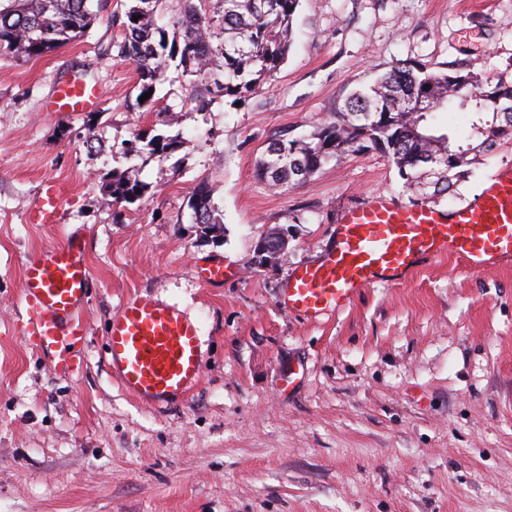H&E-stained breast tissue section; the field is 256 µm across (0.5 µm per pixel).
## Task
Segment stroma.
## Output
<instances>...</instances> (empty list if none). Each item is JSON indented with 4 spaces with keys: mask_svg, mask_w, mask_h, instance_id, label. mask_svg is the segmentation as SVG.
<instances>
[{
    "mask_svg": "<svg viewBox=\"0 0 512 512\" xmlns=\"http://www.w3.org/2000/svg\"><path fill=\"white\" fill-rule=\"evenodd\" d=\"M128 7L109 0L54 52L0 51V512H512V265L472 272L436 257L317 320L282 303L348 210L376 196L457 209L512 165V141L445 195L406 185L374 150L287 189L256 173L272 135L311 134L394 67L512 81V0H300L273 80L206 112L190 104L205 84L175 68L153 107L136 106V66L118 54ZM76 74L101 85L97 110L47 109ZM150 129L185 145L127 155ZM132 170L149 189L118 224L104 184ZM46 180L62 191L60 221L27 223ZM204 180L214 241L191 222ZM278 231L287 248L259 264L257 243ZM71 233L90 261L87 335L61 371L20 334L19 297L25 263ZM216 261L223 281L204 284ZM132 296L202 328L198 385L160 407L109 363L110 323Z\"/></svg>",
    "mask_w": 512,
    "mask_h": 512,
    "instance_id": "obj_1",
    "label": "stroma"
}]
</instances>
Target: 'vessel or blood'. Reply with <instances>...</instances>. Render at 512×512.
<instances>
[{"instance_id": "b4317fda", "label": "vessel or blood", "mask_w": 512, "mask_h": 512, "mask_svg": "<svg viewBox=\"0 0 512 512\" xmlns=\"http://www.w3.org/2000/svg\"><path fill=\"white\" fill-rule=\"evenodd\" d=\"M99 85L71 81L55 90V111L78 115L100 103ZM62 194L44 182L28 214L32 224L59 221ZM448 255L466 269L512 263V169L496 173L470 205L451 215L430 205L407 207L384 197L347 211L336 245L322 260L295 269L283 302L288 311L319 319L348 306L359 289L393 283L426 257ZM90 269L84 241L30 259L20 305L28 341L54 353L69 369L82 349L81 307ZM108 353L123 387L158 406L186 395L201 379L200 329L174 306L142 298L126 301L110 327Z\"/></svg>"}]
</instances>
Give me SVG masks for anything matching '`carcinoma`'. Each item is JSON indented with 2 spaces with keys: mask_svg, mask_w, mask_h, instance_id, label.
Returning <instances> with one entry per match:
<instances>
[{
  "mask_svg": "<svg viewBox=\"0 0 512 512\" xmlns=\"http://www.w3.org/2000/svg\"><path fill=\"white\" fill-rule=\"evenodd\" d=\"M90 0H0V48L22 57L42 56L84 35L96 17ZM221 22L189 5L176 21L178 38L169 39L156 24L162 0H133L121 21L124 39L118 54L135 63L140 94L157 90L171 62L207 81L211 91L239 102L257 84L279 70L291 44L293 15L299 0H218ZM138 20H133V17ZM427 111H414L418 99ZM457 109L472 115L471 150L484 153L501 140H512V82L490 85L476 69L462 76L398 67L379 78L371 92L351 95L336 119L308 141L278 134L267 143L259 175L286 189L307 181L330 160L348 152L375 149L391 159L412 182L436 176L433 194L453 191L465 177L466 151L452 132H439L434 112ZM184 146L181 133H157L147 140V154L167 156ZM149 184L134 175L112 174L106 189L118 206L131 204ZM214 188L202 182L189 208L202 224V235L220 228L214 216Z\"/></svg>",
  "mask_w": 512,
  "mask_h": 512,
  "instance_id": "obj_1",
  "label": "carcinoma"
}]
</instances>
